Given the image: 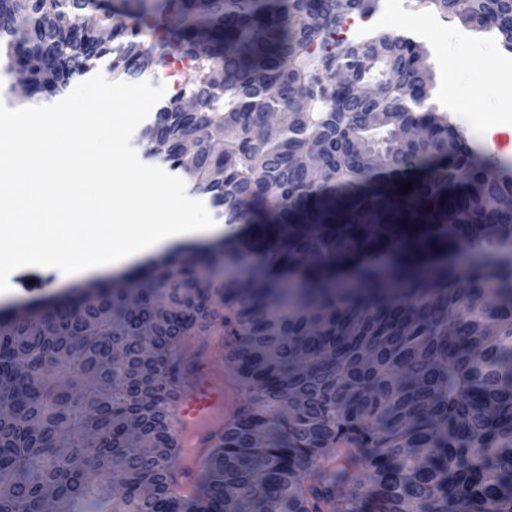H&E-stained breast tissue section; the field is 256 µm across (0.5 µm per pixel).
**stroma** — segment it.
Here are the masks:
<instances>
[{"mask_svg":"<svg viewBox=\"0 0 512 512\" xmlns=\"http://www.w3.org/2000/svg\"><path fill=\"white\" fill-rule=\"evenodd\" d=\"M366 26L380 25L391 34H410L420 28H428L429 35L422 44L426 50V63L433 74V100L445 105L448 97H456L465 105L463 112L454 117L467 137L477 147H484L485 124L490 119L512 118V70L497 67L494 56L501 53V46L486 47L484 40L471 36L469 46L452 51L448 42L459 31L456 20H441L432 10L420 5L419 0H409L406 7L398 9L379 8L373 17L367 18ZM496 74L498 91L496 97H487L484 92L488 74ZM120 270H108L79 274L61 278L55 268L24 267L14 271L11 282L14 296L0 300V315L13 316L18 308L35 310L45 302L63 299L78 293L89 284L123 278Z\"/></svg>","mask_w":512,"mask_h":512,"instance_id":"1","label":"stroma"}]
</instances>
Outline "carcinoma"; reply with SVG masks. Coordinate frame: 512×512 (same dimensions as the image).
<instances>
[{
	"instance_id": "cac0c4a2",
	"label": "carcinoma",
	"mask_w": 512,
	"mask_h": 512,
	"mask_svg": "<svg viewBox=\"0 0 512 512\" xmlns=\"http://www.w3.org/2000/svg\"><path fill=\"white\" fill-rule=\"evenodd\" d=\"M378 2L0 0L22 107L190 62L144 157L254 228L0 318V512H512V174ZM420 2L512 53V0ZM213 404L212 390L203 388L183 399L179 406L178 414L183 424L187 426L207 416Z\"/></svg>"
}]
</instances>
